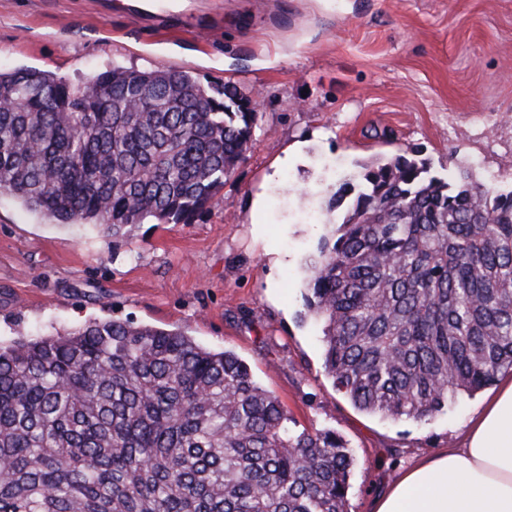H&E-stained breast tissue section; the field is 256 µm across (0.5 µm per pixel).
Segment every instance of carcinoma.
<instances>
[{"label":"carcinoma","instance_id":"carcinoma-1","mask_svg":"<svg viewBox=\"0 0 512 512\" xmlns=\"http://www.w3.org/2000/svg\"><path fill=\"white\" fill-rule=\"evenodd\" d=\"M1 101L0 195L114 238L215 208L258 120L239 87L173 69L77 86L0 70ZM334 203L348 217L304 305L357 408L426 421L512 371V191L412 150ZM287 420L238 356L181 331L105 319L0 341V512H346L345 443Z\"/></svg>","mask_w":512,"mask_h":512}]
</instances>
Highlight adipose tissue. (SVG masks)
<instances>
[{"label":"adipose tissue","mask_w":512,"mask_h":512,"mask_svg":"<svg viewBox=\"0 0 512 512\" xmlns=\"http://www.w3.org/2000/svg\"><path fill=\"white\" fill-rule=\"evenodd\" d=\"M374 512H512V381L487 404L461 447L409 467Z\"/></svg>","instance_id":"1"}]
</instances>
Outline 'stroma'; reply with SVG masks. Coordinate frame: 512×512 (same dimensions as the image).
Wrapping results in <instances>:
<instances>
[{
    "instance_id": "1",
    "label": "stroma",
    "mask_w": 512,
    "mask_h": 512,
    "mask_svg": "<svg viewBox=\"0 0 512 512\" xmlns=\"http://www.w3.org/2000/svg\"><path fill=\"white\" fill-rule=\"evenodd\" d=\"M133 2L0 0V69L231 82L260 102L251 149L210 213L117 243L1 196L0 339L119 318L233 351L290 429L346 441L347 510L372 512L416 458L459 446L496 388L422 422L363 412L326 374L302 295L347 216L332 196L364 166L418 148L439 176L466 167L512 190V0H178L160 15Z\"/></svg>"
}]
</instances>
